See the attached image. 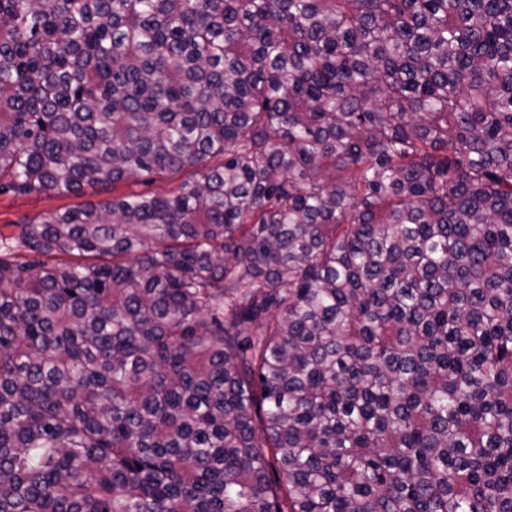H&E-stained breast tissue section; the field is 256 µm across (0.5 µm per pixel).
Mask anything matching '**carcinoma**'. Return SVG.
<instances>
[{
  "label": "carcinoma",
  "mask_w": 512,
  "mask_h": 512,
  "mask_svg": "<svg viewBox=\"0 0 512 512\" xmlns=\"http://www.w3.org/2000/svg\"><path fill=\"white\" fill-rule=\"evenodd\" d=\"M191 167L0 252V512H512V0H0V194Z\"/></svg>",
  "instance_id": "1"
}]
</instances>
